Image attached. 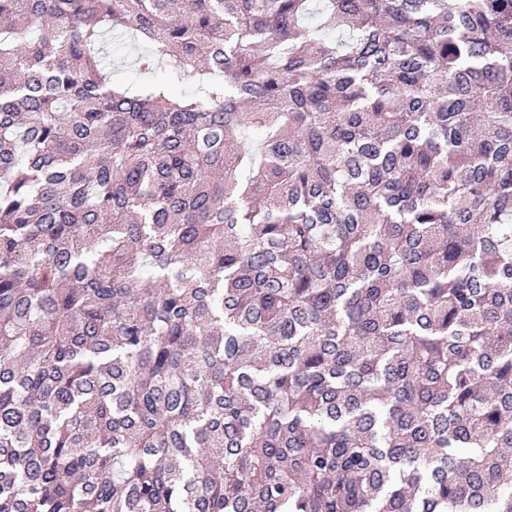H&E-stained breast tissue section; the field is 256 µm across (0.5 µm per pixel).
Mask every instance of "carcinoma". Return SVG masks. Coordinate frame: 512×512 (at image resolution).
Returning a JSON list of instances; mask_svg holds the SVG:
<instances>
[{"mask_svg":"<svg viewBox=\"0 0 512 512\" xmlns=\"http://www.w3.org/2000/svg\"><path fill=\"white\" fill-rule=\"evenodd\" d=\"M0 512H512V0H0Z\"/></svg>","mask_w":512,"mask_h":512,"instance_id":"obj_1","label":"carcinoma"}]
</instances>
